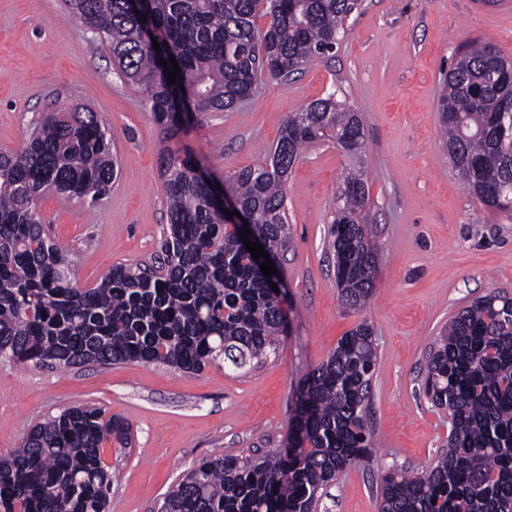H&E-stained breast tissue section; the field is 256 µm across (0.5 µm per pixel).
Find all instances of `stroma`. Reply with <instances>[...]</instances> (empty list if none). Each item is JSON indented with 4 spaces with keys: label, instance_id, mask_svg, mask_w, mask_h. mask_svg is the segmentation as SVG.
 <instances>
[{
    "label": "stroma",
    "instance_id": "1",
    "mask_svg": "<svg viewBox=\"0 0 512 512\" xmlns=\"http://www.w3.org/2000/svg\"><path fill=\"white\" fill-rule=\"evenodd\" d=\"M512 59V0H364L335 53L285 81H259L225 112H207L168 136L137 86L117 72L63 0H0V152L21 149L42 113L83 104L103 118L119 171L94 207L49 193L42 224L66 249L79 282L95 286L113 265L148 264L168 228L159 156L197 158L217 181L264 163L289 113L338 93L366 129L378 281L369 306L346 311L328 243L348 161L333 145L305 151L288 179L289 246L280 260L288 334L257 369L223 363L191 374L138 362L66 370L0 359V453L39 422L79 404L131 426L132 443H104L110 512H160L167 493L206 457L279 448L308 371L359 322L373 327L370 464L337 477L320 512H378L386 470L414 471L441 454L448 418L422 391L423 367L460 308L492 291L512 296V219L463 188L448 161L438 114L442 80L470 41Z\"/></svg>",
    "mask_w": 512,
    "mask_h": 512
}]
</instances>
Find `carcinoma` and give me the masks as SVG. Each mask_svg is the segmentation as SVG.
<instances>
[{
  "label": "carcinoma",
  "mask_w": 512,
  "mask_h": 512,
  "mask_svg": "<svg viewBox=\"0 0 512 512\" xmlns=\"http://www.w3.org/2000/svg\"><path fill=\"white\" fill-rule=\"evenodd\" d=\"M138 85L170 135L202 112L233 108L262 76L286 79L336 49L362 0H65ZM267 18L264 28L255 19ZM161 35L160 48L145 34ZM178 62L168 84L159 53ZM512 61L490 43L462 51L438 111L448 160L464 188L492 212L512 215ZM352 161L329 228L342 306L366 308L377 250L361 113L332 92L291 113L272 156L236 172L229 188L253 233L278 259L288 244V173L310 146ZM169 227L150 266L117 265L92 288L47 234L38 202L51 191L93 205L117 177L101 115L85 106L51 112L25 147L0 154V357L70 368L125 362L197 373L261 363L286 321L278 294L240 246L237 227L199 175V162L166 150L159 160ZM377 361L365 321L302 380L288 443L258 457L204 458L164 501L163 512H317L339 473L370 461L366 416ZM424 393L448 414V449L417 472L388 471L379 512H512V297L491 292L463 307L434 343ZM130 444L129 426L94 405H75L0 454V512H109L107 442Z\"/></svg>",
  "instance_id": "1"
}]
</instances>
